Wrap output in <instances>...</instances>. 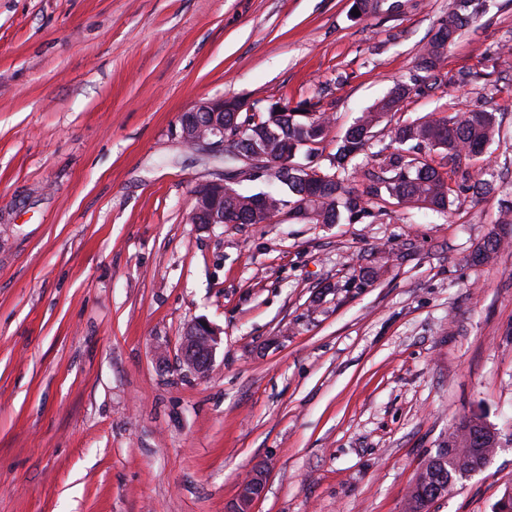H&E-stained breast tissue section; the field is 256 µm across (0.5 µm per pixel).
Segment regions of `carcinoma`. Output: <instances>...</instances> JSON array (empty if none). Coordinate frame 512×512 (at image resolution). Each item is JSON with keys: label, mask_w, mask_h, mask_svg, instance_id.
Wrapping results in <instances>:
<instances>
[{"label": "carcinoma", "mask_w": 512, "mask_h": 512, "mask_svg": "<svg viewBox=\"0 0 512 512\" xmlns=\"http://www.w3.org/2000/svg\"><path fill=\"white\" fill-rule=\"evenodd\" d=\"M484 0H454V10L448 21L438 27L432 38L419 53L420 65L426 71H433L440 64L449 42L458 30L472 22L481 12ZM406 83H397L389 94L364 113L336 144V152L329 158L332 173L312 172V179L298 168L288 176L289 201L277 194H271L255 211L242 207V213L251 224H266L288 204L305 205L316 210L315 221L335 224L340 210L354 215L363 211L361 198L346 190L344 177L348 163L370 148L371 130L391 112L400 109L402 102L411 93ZM247 126L250 140L258 147H265L274 158L284 154L304 155L307 163L316 156L315 145L321 143L329 132V119L323 112H269L267 117L255 122L249 118L241 121L234 112L224 113V129L233 132L239 126ZM498 133V123L494 113L485 109H473L456 121L422 117L408 124L400 125L391 131L392 141L405 145L413 143L419 149L427 147L440 149L456 173L462 162L481 155ZM385 172L390 177L383 180L389 195L406 204L418 205L430 201V209L445 213L449 209L448 173L441 171L428 160L410 154L407 150H397L383 159ZM504 241L498 237L487 239L475 254L476 262H493ZM477 418L456 425L448 436L444 448L428 460L419 473L409 498V512H425L430 490L437 486L447 489L457 479L483 467L494 454L492 437L476 444L471 437V429Z\"/></svg>", "instance_id": "1"}]
</instances>
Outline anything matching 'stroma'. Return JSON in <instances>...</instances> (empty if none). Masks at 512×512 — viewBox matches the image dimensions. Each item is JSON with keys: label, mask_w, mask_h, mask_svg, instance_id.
I'll list each match as a JSON object with an SVG mask.
<instances>
[{"label": "stroma", "mask_w": 512, "mask_h": 512, "mask_svg": "<svg viewBox=\"0 0 512 512\" xmlns=\"http://www.w3.org/2000/svg\"><path fill=\"white\" fill-rule=\"evenodd\" d=\"M0 0V512H408L450 427L500 444L428 512H493L512 488V246L473 260L512 202V0H486L438 68L453 0ZM347 186L363 213L193 224L227 166L185 147L205 98L313 105L314 167L396 82ZM494 110L499 133L448 213L399 203L390 128ZM493 189H477L473 174ZM221 331L207 376L185 328ZM265 491V480L261 473L253 472L242 481L234 510L231 512H251L252 504L262 497Z\"/></svg>", "instance_id": "obj_1"}]
</instances>
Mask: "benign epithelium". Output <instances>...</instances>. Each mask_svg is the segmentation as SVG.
<instances>
[{"label": "benign epithelium", "instance_id": "1", "mask_svg": "<svg viewBox=\"0 0 512 512\" xmlns=\"http://www.w3.org/2000/svg\"><path fill=\"white\" fill-rule=\"evenodd\" d=\"M246 104L239 99L216 98L199 102L194 109L182 115L180 137L189 146L208 145L244 163L234 174L220 182L201 185L194 194L190 213L193 224L224 223V195L234 194L232 184L249 180L259 174H274L282 181H288V169L292 164L286 160H275L268 153L258 149L242 150L236 143L243 140L244 128L234 133L224 131V113L241 112ZM219 342V331L205 321L190 323L181 340V362L189 371L205 374L209 371ZM265 480L258 473H252L242 481L236 505L232 512H251L252 504L262 497Z\"/></svg>", "mask_w": 512, "mask_h": 512}]
</instances>
